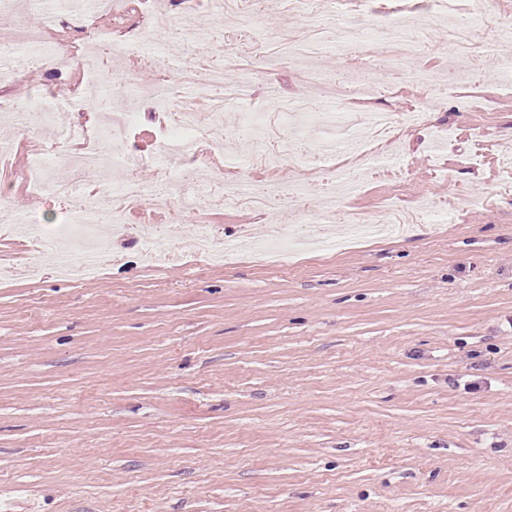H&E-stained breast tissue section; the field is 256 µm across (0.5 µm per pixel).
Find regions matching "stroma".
I'll list each match as a JSON object with an SVG mask.
<instances>
[{
  "instance_id": "1",
  "label": "stroma",
  "mask_w": 512,
  "mask_h": 512,
  "mask_svg": "<svg viewBox=\"0 0 512 512\" xmlns=\"http://www.w3.org/2000/svg\"><path fill=\"white\" fill-rule=\"evenodd\" d=\"M355 6L322 21L400 20L432 38L401 68L327 54L315 90L280 59L277 34L305 24L284 0L239 16L232 35L210 16L225 85L247 87L223 109L222 141L186 165L187 189L219 176L302 190L270 210L202 197L155 218L133 211L89 277L79 268L93 232L67 219L90 195L111 207L112 171L36 202L25 158L102 115L75 71L0 82V99L40 82L83 101L36 136L0 119V204L43 238L64 228L75 242L64 273L41 261L26 225L0 223V512H512V98L498 70L449 46L433 0ZM96 21L155 48L130 86L113 82L114 61L101 70L137 115L129 151L147 159L168 117L146 93L202 66L168 35L191 15L180 0H116ZM451 68L459 85L394 155L402 178L370 176L346 195L340 174L313 162L314 141L293 167L260 160L284 132L268 86L280 103L312 97L332 112L349 69L382 89L370 111L391 115L427 92L403 71L439 83ZM250 112L263 115L264 145L238 136ZM203 226L243 246L275 249L287 235L293 256L284 270L212 260L195 249Z\"/></svg>"
}]
</instances>
